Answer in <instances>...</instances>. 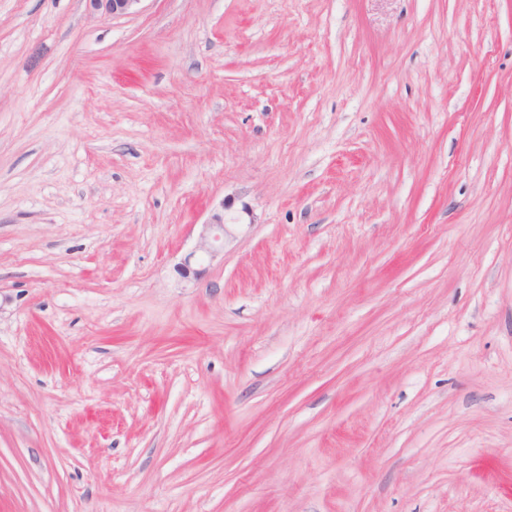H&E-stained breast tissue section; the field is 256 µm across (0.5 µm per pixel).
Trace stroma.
Returning <instances> with one entry per match:
<instances>
[{"instance_id":"35a3bbf8","label":"stroma","mask_w":512,"mask_h":512,"mask_svg":"<svg viewBox=\"0 0 512 512\" xmlns=\"http://www.w3.org/2000/svg\"><path fill=\"white\" fill-rule=\"evenodd\" d=\"M0 512H512V0H0ZM93 12L118 17L133 12L141 0H87ZM224 240V214L214 213L210 221L202 224V231L194 247L178 266L183 277L190 274L197 276L199 271L193 268V263H198L205 257L213 258L223 248Z\"/></svg>"}]
</instances>
